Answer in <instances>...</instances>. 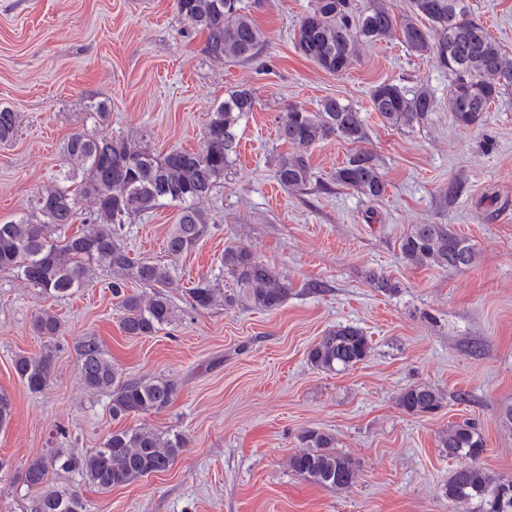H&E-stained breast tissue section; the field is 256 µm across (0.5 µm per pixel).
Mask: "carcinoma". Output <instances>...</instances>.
Here are the masks:
<instances>
[{"label":"carcinoma","instance_id":"cac0c4a2","mask_svg":"<svg viewBox=\"0 0 512 512\" xmlns=\"http://www.w3.org/2000/svg\"><path fill=\"white\" fill-rule=\"evenodd\" d=\"M178 14L194 30L207 34L206 53L216 59L252 60L260 50L262 33L240 0H175ZM413 16L397 24L381 0L355 14L351 0H315L300 21L296 49L305 58L331 73L347 70L360 42L375 43L401 31L402 41L415 54L435 58L451 77L448 111L464 128L480 123L489 105L512 90V56L502 50L485 26L472 17L467 0H411ZM429 26L421 27L416 18ZM372 109L394 127L424 124L436 103L428 89L404 91L394 83H380L371 92ZM255 98L247 88L237 89L209 113L203 140L189 151L174 149L160 156L147 146L94 131L71 134L62 147L81 171L71 188L57 185L35 194L32 217L0 224V269L17 277L43 295L63 298L82 287L101 266L112 270V294L122 312L121 326L128 336H153L177 321V310L168 294L175 283L174 266L130 256L124 228L136 216L160 205H180L176 224L166 240L167 257L176 260L193 250L209 233L207 213L197 201L209 196L237 155L236 127L253 111ZM16 113L0 109V142L12 139ZM278 138L288 142L293 153L276 160L275 176L286 189H300L311 177L307 152L331 137L351 144L366 139L360 112L335 98L324 100L316 112L291 106L278 120ZM336 183L377 201L386 192V181L372 155L358 150L336 170ZM93 202L84 218L78 213L81 200ZM82 220L73 234L68 227ZM402 260L411 266L459 269L475 262L476 253L464 237L446 224H415L400 241ZM224 271L236 288L231 301L246 307L274 311L288 299L290 288L249 249H224ZM130 280L155 289L144 299L124 291ZM221 293L219 283L202 278L189 289L191 306L207 310ZM34 329L50 338L60 330L58 317L43 311L34 319ZM371 343L353 325L328 329L309 350L310 363L323 372L346 371L365 361ZM79 378L92 393L108 392L112 419L151 414L167 408L176 394L168 380L120 382L118 371L94 336L77 346ZM54 352L47 347L35 356L18 355L13 367L18 379L32 392L42 391L50 377ZM442 394L427 385L406 389L399 405L411 414H429L441 407ZM305 449L289 459V468L303 479L337 491L351 489L358 469L336 451L334 437L319 430L303 433ZM440 448L450 458H464L448 477L445 494L454 504L475 498L488 512H512V480L495 477L478 458L484 444L468 421L448 426ZM186 447L178 433L148 427L112 431L99 448L83 456L51 453L31 460L24 474L35 490L30 512H85L80 492L52 490L47 486L50 469L72 470L84 483L108 493L138 478L160 475L171 469Z\"/></svg>","mask_w":512,"mask_h":512}]
</instances>
